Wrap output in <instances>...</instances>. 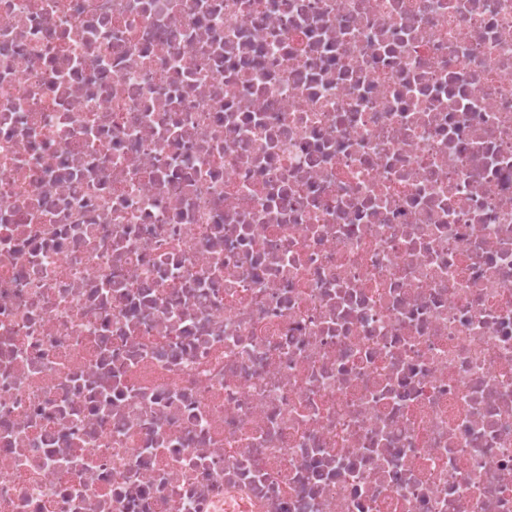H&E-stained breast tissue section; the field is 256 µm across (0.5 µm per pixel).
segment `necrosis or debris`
I'll list each match as a JSON object with an SVG mask.
<instances>
[{
  "mask_svg": "<svg viewBox=\"0 0 512 512\" xmlns=\"http://www.w3.org/2000/svg\"><path fill=\"white\" fill-rule=\"evenodd\" d=\"M0 512H512V0H0Z\"/></svg>",
  "mask_w": 512,
  "mask_h": 512,
  "instance_id": "necrosis-or-debris-1",
  "label": "necrosis or debris"
}]
</instances>
